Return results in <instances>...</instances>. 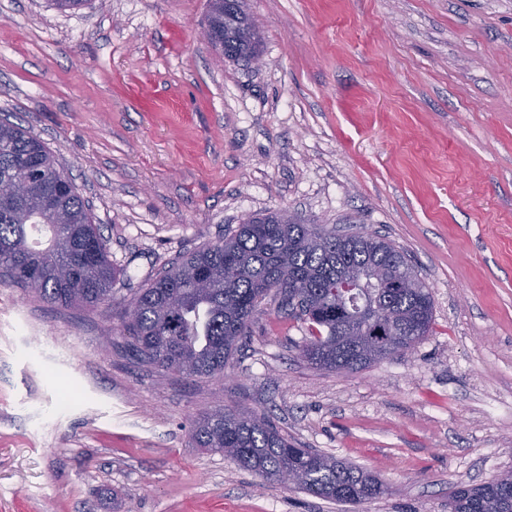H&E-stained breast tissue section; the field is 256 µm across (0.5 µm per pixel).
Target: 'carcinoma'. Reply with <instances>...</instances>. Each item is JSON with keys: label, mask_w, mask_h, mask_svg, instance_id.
Masks as SVG:
<instances>
[{"label": "carcinoma", "mask_w": 512, "mask_h": 512, "mask_svg": "<svg viewBox=\"0 0 512 512\" xmlns=\"http://www.w3.org/2000/svg\"><path fill=\"white\" fill-rule=\"evenodd\" d=\"M207 22L224 34L223 43L213 44L224 57L259 52L260 34L243 0L228 8L224 0H209ZM64 179L39 139L0 119V270L50 304L94 308L112 299L119 272L89 204L64 189ZM37 226L50 233L44 248L29 242ZM381 270L408 284H384ZM271 292L306 325L303 357L326 372H358L404 355L429 333L433 319L431 293L404 251L372 235L284 224L278 210L248 217L224 241L189 251L161 269L129 300L135 317L124 319L123 331L142 360L188 378H218ZM377 306L394 313L400 327L373 358L343 337L369 335ZM189 434L195 447L227 455L265 480L294 470L296 486L315 497L357 505L387 492L364 469L289 441L264 415L216 408L199 415ZM449 508L512 512V471L456 488Z\"/></svg>", "instance_id": "1"}]
</instances>
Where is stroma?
Returning <instances> with one entry per match:
<instances>
[{
    "instance_id": "35a3bbf8",
    "label": "stroma",
    "mask_w": 512,
    "mask_h": 512,
    "mask_svg": "<svg viewBox=\"0 0 512 512\" xmlns=\"http://www.w3.org/2000/svg\"><path fill=\"white\" fill-rule=\"evenodd\" d=\"M261 66L200 40L208 0H0V118L44 142L119 272L54 307L0 282V512H448L512 470V0H245ZM403 248L433 299L408 354L313 368L267 297L223 376L141 362L126 301L243 218ZM230 406L389 488L358 506L195 448Z\"/></svg>"
}]
</instances>
